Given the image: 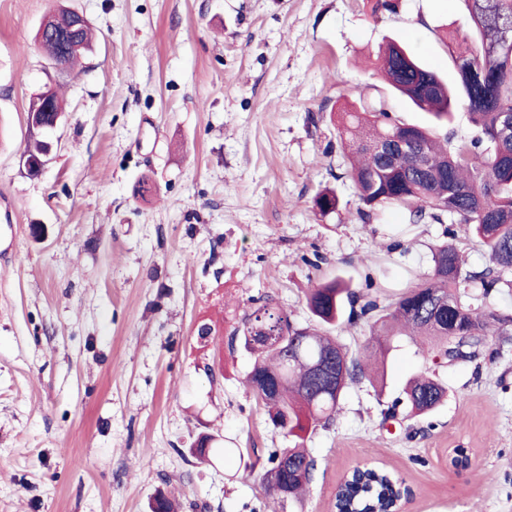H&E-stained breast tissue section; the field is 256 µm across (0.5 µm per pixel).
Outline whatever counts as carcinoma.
Here are the masks:
<instances>
[{"instance_id": "1", "label": "carcinoma", "mask_w": 512, "mask_h": 512, "mask_svg": "<svg viewBox=\"0 0 512 512\" xmlns=\"http://www.w3.org/2000/svg\"><path fill=\"white\" fill-rule=\"evenodd\" d=\"M469 15L482 23L470 27L461 46L449 50L457 68L450 83L422 63L403 43L391 39L377 57V68L392 93L436 124H446L455 109L465 106L477 129L468 141H440L428 128L407 124L382 99L359 103L341 112L342 134L348 136L350 176L365 224L389 208L407 210L410 224H467L489 253L493 266L480 271L464 267L457 248L443 241L432 250V274L405 289L394 301L380 305L366 290H354L342 278L311 289L306 304L316 325L295 327L270 299H253L241 325L233 331L254 356L246 381L266 408L273 427L291 440L274 448L269 471L278 475L268 486L278 500L298 498L310 482L315 459L304 447L306 435L333 421L348 383L366 378L384 385L385 358L391 337L409 336L432 362L473 361L488 346L493 328L512 323V316L491 308L494 295L512 273V58L502 52L504 38L512 40V0H464ZM92 39L88 21L62 10L47 42L61 68L71 67ZM339 199L330 189L320 191L314 206L320 213L336 210ZM363 321L378 336L364 357L349 355L329 335L342 322ZM281 325L288 340L281 346L254 338L255 328ZM447 395L435 374L412 377L405 389L407 415L432 412ZM356 485H341L344 504L368 512L388 499L394 476L366 469Z\"/></svg>"}]
</instances>
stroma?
Returning a JSON list of instances; mask_svg holds the SVG:
<instances>
[{"mask_svg":"<svg viewBox=\"0 0 512 512\" xmlns=\"http://www.w3.org/2000/svg\"><path fill=\"white\" fill-rule=\"evenodd\" d=\"M61 6L97 31L71 70L35 43ZM469 28L463 0L378 15L370 0H0V198L17 224L0 254V512H151L160 493L174 512H333L357 465L402 479L404 512H512V340L436 367L397 338L383 392L349 383L305 441L312 482L283 505L263 475L288 440L230 336L254 298L306 327L307 293L335 277L361 289L373 276L385 302L429 277L443 225L397 210L360 221L339 114L381 98L436 138L469 140L466 108L432 125L374 66L395 38L455 77L448 42ZM49 87L65 112L33 178L27 106ZM326 187L339 206L324 216ZM203 323L217 329L205 342ZM429 370L444 403L384 418ZM202 434L220 447L205 462L191 452ZM455 448L469 468L450 465Z\"/></svg>","mask_w":512,"mask_h":512,"instance_id":"obj_1","label":"stroma"}]
</instances>
